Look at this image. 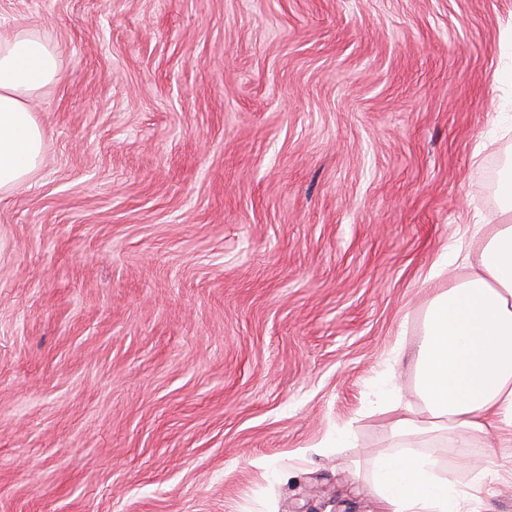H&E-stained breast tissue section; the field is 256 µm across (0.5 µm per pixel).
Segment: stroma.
Returning <instances> with one entry per match:
<instances>
[{"label":"stroma","mask_w":512,"mask_h":512,"mask_svg":"<svg viewBox=\"0 0 512 512\" xmlns=\"http://www.w3.org/2000/svg\"><path fill=\"white\" fill-rule=\"evenodd\" d=\"M512 0H0L59 57L0 200V512H380L512 447L366 416L512 172ZM352 425L354 445L332 448ZM424 456L396 453L379 462L372 480L382 512H467V498Z\"/></svg>","instance_id":"stroma-1"}]
</instances>
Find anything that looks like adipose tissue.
<instances>
[{
    "label": "adipose tissue",
    "instance_id": "1",
    "mask_svg": "<svg viewBox=\"0 0 512 512\" xmlns=\"http://www.w3.org/2000/svg\"><path fill=\"white\" fill-rule=\"evenodd\" d=\"M60 61L38 38L0 40V197L25 183L42 162L44 134L28 97L57 81ZM500 220L477 225L480 246L448 252L431 276L462 264L461 279L431 300L415 348L421 409L402 407L394 390L378 393L379 413L393 436L417 439L446 432L460 446L498 435L512 447V178L501 188ZM382 512H465L466 498L427 457L396 453L372 480Z\"/></svg>",
    "mask_w": 512,
    "mask_h": 512
}]
</instances>
